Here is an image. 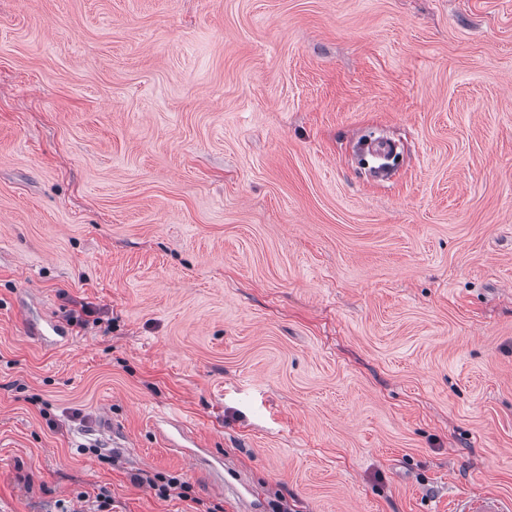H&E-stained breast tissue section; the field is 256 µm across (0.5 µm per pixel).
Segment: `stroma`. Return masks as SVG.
Returning <instances> with one entry per match:
<instances>
[{"label":"stroma","mask_w":512,"mask_h":512,"mask_svg":"<svg viewBox=\"0 0 512 512\" xmlns=\"http://www.w3.org/2000/svg\"><path fill=\"white\" fill-rule=\"evenodd\" d=\"M228 465L512 497V0H0V512H238ZM358 139H360L357 144H355V155L357 158L366 164L371 171H374L380 167H385L388 173L393 169L395 162L397 160V147L394 144H391L390 154L387 158L380 157L377 154H387L390 149V145L387 142H377L374 145L375 151L371 150L367 147V144L373 141L378 140L379 138L373 137L371 135H362ZM161 482L159 485L157 481ZM136 485H141L144 482L154 490H157V495L163 499L178 498L181 500L191 499L190 490L191 487L184 481H181L177 477H165L157 474L154 479L146 477L136 476L132 479Z\"/></svg>","instance_id":"35a3bbf8"}]
</instances>
